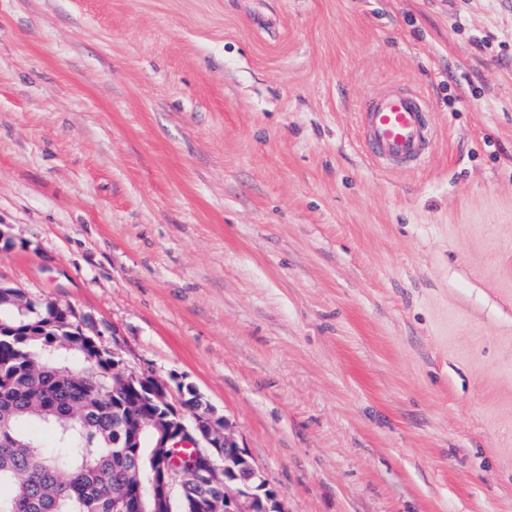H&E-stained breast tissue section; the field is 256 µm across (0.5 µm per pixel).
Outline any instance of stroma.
I'll return each instance as SVG.
<instances>
[{
  "label": "stroma",
  "instance_id": "35a3bbf8",
  "mask_svg": "<svg viewBox=\"0 0 512 512\" xmlns=\"http://www.w3.org/2000/svg\"><path fill=\"white\" fill-rule=\"evenodd\" d=\"M0 224L288 512H512V0H0ZM361 110L364 145L371 158L391 164L426 158L431 143L430 105L422 96L396 88L366 98Z\"/></svg>",
  "mask_w": 512,
  "mask_h": 512
}]
</instances>
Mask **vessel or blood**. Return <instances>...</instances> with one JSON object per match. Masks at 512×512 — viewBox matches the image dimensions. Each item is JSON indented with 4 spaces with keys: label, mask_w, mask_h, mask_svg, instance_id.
Returning <instances> with one entry per match:
<instances>
[{
    "label": "vessel or blood",
    "mask_w": 512,
    "mask_h": 512,
    "mask_svg": "<svg viewBox=\"0 0 512 512\" xmlns=\"http://www.w3.org/2000/svg\"><path fill=\"white\" fill-rule=\"evenodd\" d=\"M367 154L378 161L402 164L423 161L431 143L428 102L401 89L366 98L362 105Z\"/></svg>",
    "instance_id": "b4317fda"
}]
</instances>
